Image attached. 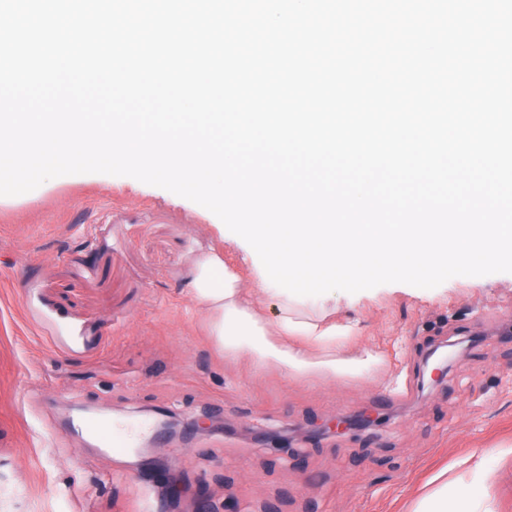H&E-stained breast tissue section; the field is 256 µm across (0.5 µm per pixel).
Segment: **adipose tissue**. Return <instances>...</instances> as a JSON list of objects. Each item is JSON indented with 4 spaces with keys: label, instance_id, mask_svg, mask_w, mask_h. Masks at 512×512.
I'll return each instance as SVG.
<instances>
[{
    "label": "adipose tissue",
    "instance_id": "obj_1",
    "mask_svg": "<svg viewBox=\"0 0 512 512\" xmlns=\"http://www.w3.org/2000/svg\"><path fill=\"white\" fill-rule=\"evenodd\" d=\"M193 302L207 315L209 333L229 356L247 355L255 366L282 365L293 377L319 373L343 379L369 372L373 356L343 357L352 328L327 322L325 308L305 314L299 301L284 298L275 320H267L243 295L239 277L219 253L202 258L190 290ZM482 465L470 471L469 481L445 483L424 495L415 512H481L486 498Z\"/></svg>",
    "mask_w": 512,
    "mask_h": 512
}]
</instances>
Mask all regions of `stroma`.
<instances>
[{
  "instance_id": "stroma-1",
  "label": "stroma",
  "mask_w": 512,
  "mask_h": 512,
  "mask_svg": "<svg viewBox=\"0 0 512 512\" xmlns=\"http://www.w3.org/2000/svg\"><path fill=\"white\" fill-rule=\"evenodd\" d=\"M208 209L129 176L72 174L0 205V512H413L440 469L467 479L480 450L485 501L512 512V273L421 289L329 292L367 377H285L227 358L190 302L198 260L220 249L246 283L261 261ZM472 343L438 385L432 346ZM88 409L151 423L121 455L81 435ZM371 413L380 425L342 429ZM177 419L176 435L156 422ZM208 418V429L197 426ZM280 450H271V442ZM179 499L156 489V466Z\"/></svg>"
}]
</instances>
